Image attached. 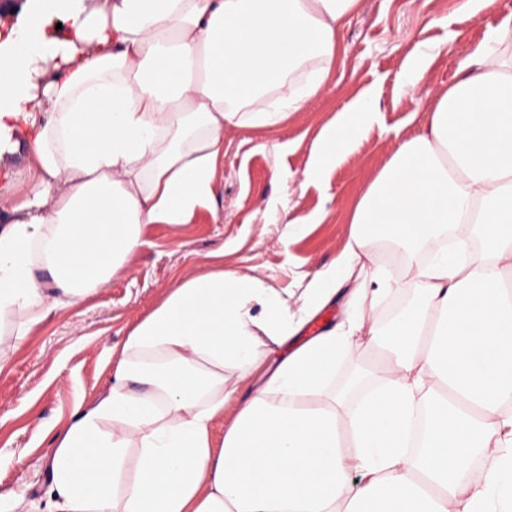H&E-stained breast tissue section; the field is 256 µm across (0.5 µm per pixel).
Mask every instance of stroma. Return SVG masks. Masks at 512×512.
<instances>
[{"instance_id": "1", "label": "stroma", "mask_w": 512, "mask_h": 512, "mask_svg": "<svg viewBox=\"0 0 512 512\" xmlns=\"http://www.w3.org/2000/svg\"><path fill=\"white\" fill-rule=\"evenodd\" d=\"M512 0L477 10L474 0H362L337 33L336 60L301 110L264 129L225 126L214 197L185 224H150L123 270L92 298L51 314L22 341L7 338L0 369V499L36 500L53 435L77 403L108 387L109 359L172 288L221 266L261 280L291 308L318 270L351 241L356 204L401 140L417 135L433 101L457 78L459 60L498 25ZM423 58L414 81L408 66ZM373 96L371 121L313 181L315 144L341 111ZM27 148L0 156V225L25 195ZM289 207L291 224L275 213ZM303 226L293 232L292 223Z\"/></svg>"}]
</instances>
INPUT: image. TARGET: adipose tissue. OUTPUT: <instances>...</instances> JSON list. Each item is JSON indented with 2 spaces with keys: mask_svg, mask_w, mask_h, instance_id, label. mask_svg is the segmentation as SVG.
I'll list each match as a JSON object with an SVG mask.
<instances>
[{
  "mask_svg": "<svg viewBox=\"0 0 512 512\" xmlns=\"http://www.w3.org/2000/svg\"><path fill=\"white\" fill-rule=\"evenodd\" d=\"M360 2L70 0L59 29L25 11L0 43V151L32 132L25 198L0 227V335L23 340L94 296L146 225L208 202L225 126H271L314 97ZM457 73L301 309L217 268L135 325L108 389L54 437L37 512H512V12ZM376 110L366 94L343 111L308 178ZM447 233L455 246L434 254L414 306L381 326L376 303L394 286L364 275L347 329L309 338L240 393L266 344L299 335L375 240L420 252ZM363 337L386 350L385 378L341 412L328 386Z\"/></svg>",
  "mask_w": 512,
  "mask_h": 512,
  "instance_id": "obj_1",
  "label": "adipose tissue"
}]
</instances>
